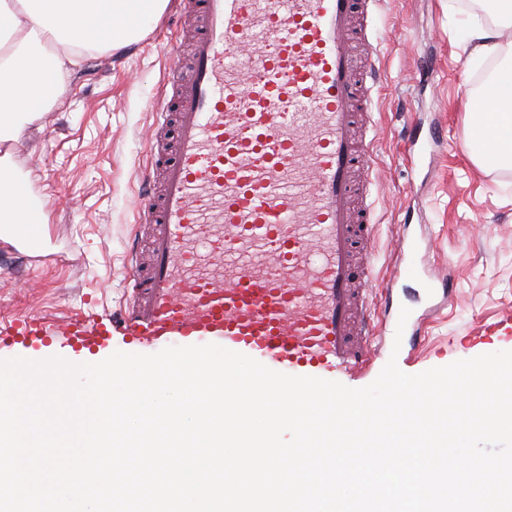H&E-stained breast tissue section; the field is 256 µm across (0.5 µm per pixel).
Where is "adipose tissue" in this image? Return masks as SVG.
Returning <instances> with one entry per match:
<instances>
[{
  "label": "adipose tissue",
  "mask_w": 512,
  "mask_h": 512,
  "mask_svg": "<svg viewBox=\"0 0 512 512\" xmlns=\"http://www.w3.org/2000/svg\"><path fill=\"white\" fill-rule=\"evenodd\" d=\"M168 0H0V223L37 239L45 221L14 178L6 145L24 126L40 121L64 76L89 52H115L140 40L143 24L159 18ZM503 103L504 132L488 148L473 143V159L512 164V69L486 87Z\"/></svg>",
  "instance_id": "1"
}]
</instances>
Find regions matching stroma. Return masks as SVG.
<instances>
[{"instance_id": "obj_1", "label": "stroma", "mask_w": 512, "mask_h": 512, "mask_svg": "<svg viewBox=\"0 0 512 512\" xmlns=\"http://www.w3.org/2000/svg\"><path fill=\"white\" fill-rule=\"evenodd\" d=\"M500 19L490 0L469 8L461 0H384L369 22L383 64L374 95L373 286L382 287L403 239L420 242L429 272L454 285L451 305L432 311L419 283H394L395 299L423 316L420 345L402 339L396 357L407 374L512 350V167L474 162L466 149L469 111L485 88V62L472 58L466 34L477 22ZM173 36L161 18L124 50L88 54L65 77L40 126L25 127L14 172L46 204L40 236L47 259L28 262L0 238V319L97 317L122 304L132 201L147 162L144 134L155 119L147 105L165 88ZM430 66L431 85L419 76ZM465 81L471 94L460 90ZM414 127L441 133L415 168L407 143ZM133 350L119 337L93 352L66 353L56 342L6 339L0 360L65 353L95 363Z\"/></svg>"}]
</instances>
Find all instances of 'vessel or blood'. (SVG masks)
I'll use <instances>...</instances> for the list:
<instances>
[{
    "label": "vessel or blood",
    "instance_id": "1",
    "mask_svg": "<svg viewBox=\"0 0 512 512\" xmlns=\"http://www.w3.org/2000/svg\"><path fill=\"white\" fill-rule=\"evenodd\" d=\"M379 2L182 0L191 62L171 40L135 201L149 259L131 246L117 313L0 335L213 343L294 376L365 372L390 346L372 300L378 221L370 201L352 205L371 183L380 65L356 70L348 43ZM418 249L399 243L390 281L419 277Z\"/></svg>",
    "mask_w": 512,
    "mask_h": 512
}]
</instances>
